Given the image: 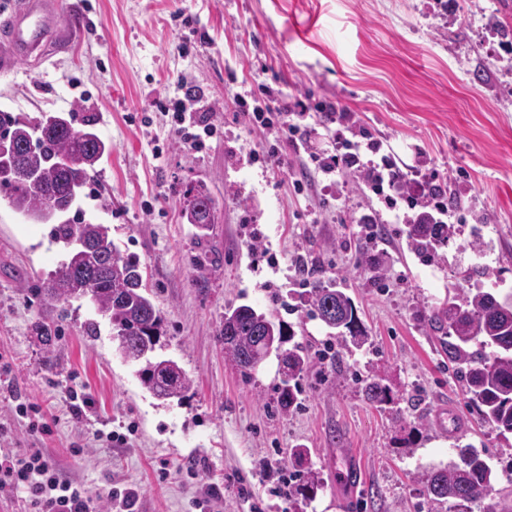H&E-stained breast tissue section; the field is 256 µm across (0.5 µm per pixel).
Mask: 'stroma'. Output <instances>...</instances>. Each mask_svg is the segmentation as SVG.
I'll list each match as a JSON object with an SVG mask.
<instances>
[{"mask_svg":"<svg viewBox=\"0 0 512 512\" xmlns=\"http://www.w3.org/2000/svg\"><path fill=\"white\" fill-rule=\"evenodd\" d=\"M60 2L82 27L65 51L0 75V111L31 120L72 112L111 143L79 205L138 259L163 316L160 354L179 362L191 387L179 403L153 397L83 300L66 304L52 351L43 349L35 327L51 313L33 289L64 253L50 225L31 223L0 192V459L43 449L93 495L115 481L136 487V512H195L207 483L224 494L220 512H450L428 499L421 474L456 460L461 442L485 451L495 490L511 493L512 438L466 408L427 317L473 264L476 235L491 283L512 292V0ZM183 82L196 89L197 119L213 127L198 149L183 146L159 107ZM283 94L307 105L296 123L318 153L358 129L362 159L386 155L436 173L462 227L444 261L410 254L393 212L351 175L312 171L304 151L272 131L230 122L240 100ZM330 105L352 112L355 125L319 121L318 107ZM307 177L311 187L298 191ZM190 187L204 189L215 211L218 269L203 282L197 229L182 215ZM366 214L381 236L367 238ZM367 256L382 263L379 282L361 270ZM326 271L354 299L368 350L341 351L307 318L300 296ZM245 303L290 324L311 353L289 411L276 405V357L247 377L224 354V311ZM369 377L398 403L367 400ZM72 389L89 401L78 415ZM21 403L37 408L49 433L30 434ZM113 430L126 442L105 440ZM297 446L309 448L306 465L322 481L308 500L289 495ZM344 448L354 494L337 476Z\"/></svg>","mask_w":512,"mask_h":512,"instance_id":"obj_1","label":"stroma"}]
</instances>
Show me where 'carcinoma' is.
I'll use <instances>...</instances> for the list:
<instances>
[{"label":"carcinoma","mask_w":512,"mask_h":512,"mask_svg":"<svg viewBox=\"0 0 512 512\" xmlns=\"http://www.w3.org/2000/svg\"><path fill=\"white\" fill-rule=\"evenodd\" d=\"M108 151L93 125L87 121L74 125L71 112H44L32 121L0 112V191L15 211L37 224L52 225V239L64 247V260L44 287L35 289L40 305L48 310L89 300L111 322L113 340L124 359L139 366L137 374L145 388L160 399L180 400L190 379L177 361L152 356L162 318L142 284L139 262L112 241L107 225L80 217L81 209L76 207ZM209 202L202 192L195 204L183 206V217L200 230L194 268L203 279L214 267L208 241L211 225L204 212ZM460 232L456 224H434L422 214L406 225L407 249L424 260L438 261L441 250ZM488 275L486 265H471L462 274L469 287L448 291V300L428 316L427 323L448 325L445 349L464 382L466 405L505 438L512 434V294L501 297L475 283ZM302 306L329 335L341 339L347 352L367 344L356 304L335 279L306 293ZM58 330L56 322H42L36 326V336L48 349ZM221 335L225 355L247 377L257 360L276 353L283 376L279 404L288 411L296 401L301 376L312 363L307 349L292 343L291 326L240 305L224 313ZM289 342L292 346L285 347ZM364 392L379 405L394 403L391 389L375 379L366 383ZM458 457L445 467L426 470L422 482L431 501L449 503L456 512H473L472 506L493 491L495 473L485 454L472 444L458 447ZM321 486L318 474L308 469L292 492L308 499Z\"/></svg>","instance_id":"obj_1"}]
</instances>
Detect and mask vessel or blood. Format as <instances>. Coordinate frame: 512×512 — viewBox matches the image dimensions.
Instances as JSON below:
<instances>
[{"mask_svg": "<svg viewBox=\"0 0 512 512\" xmlns=\"http://www.w3.org/2000/svg\"><path fill=\"white\" fill-rule=\"evenodd\" d=\"M54 0H19L6 37V47L0 52V71L12 70L18 58H26L52 30L64 25Z\"/></svg>", "mask_w": 512, "mask_h": 512, "instance_id": "b4317fda", "label": "vessel or blood"}]
</instances>
